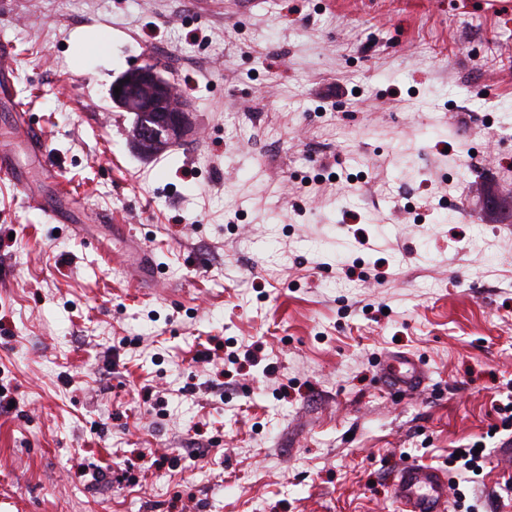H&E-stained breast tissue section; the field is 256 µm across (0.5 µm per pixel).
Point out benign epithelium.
Instances as JSON below:
<instances>
[{"label":"benign epithelium","instance_id":"obj_1","mask_svg":"<svg viewBox=\"0 0 512 512\" xmlns=\"http://www.w3.org/2000/svg\"><path fill=\"white\" fill-rule=\"evenodd\" d=\"M114 86L121 89L120 94L112 95L119 103L137 97L142 89L148 90L142 111L154 113L153 123H140L135 128V140L142 146H157L168 140H179L189 131V109L181 107L172 110L166 106L170 84L154 65H143L135 70L132 79L118 80Z\"/></svg>","mask_w":512,"mask_h":512}]
</instances>
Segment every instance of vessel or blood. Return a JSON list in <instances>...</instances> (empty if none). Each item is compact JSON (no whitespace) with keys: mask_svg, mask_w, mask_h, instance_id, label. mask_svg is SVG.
Wrapping results in <instances>:
<instances>
[{"mask_svg":"<svg viewBox=\"0 0 512 512\" xmlns=\"http://www.w3.org/2000/svg\"><path fill=\"white\" fill-rule=\"evenodd\" d=\"M427 373L414 357H387L380 381L393 395L411 396L424 386ZM447 473L419 463H406L393 481V502L398 512H450Z\"/></svg>","mask_w":512,"mask_h":512,"instance_id":"b4317fda","label":"vessel or blood"}]
</instances>
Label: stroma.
Instances as JSON below:
<instances>
[{
    "label": "stroma",
    "instance_id": "obj_1",
    "mask_svg": "<svg viewBox=\"0 0 512 512\" xmlns=\"http://www.w3.org/2000/svg\"><path fill=\"white\" fill-rule=\"evenodd\" d=\"M0 38V512H395L476 440L451 512H512V0H0ZM149 61L193 132L145 156ZM427 373L421 363L406 354L386 357L381 384L393 395H415L424 386ZM466 448H456L448 456V464H452L454 470H457V475L460 477L462 483L470 482L469 473L473 475H479L483 471L486 454L483 445L480 441H475L472 444L465 446ZM476 447H480L481 451L476 452ZM455 452L460 453V457L455 456ZM465 452V455H462ZM476 468H480L481 472H477ZM447 473L419 463H404L393 481V502L401 512H449Z\"/></svg>",
    "mask_w": 512,
    "mask_h": 512
}]
</instances>
